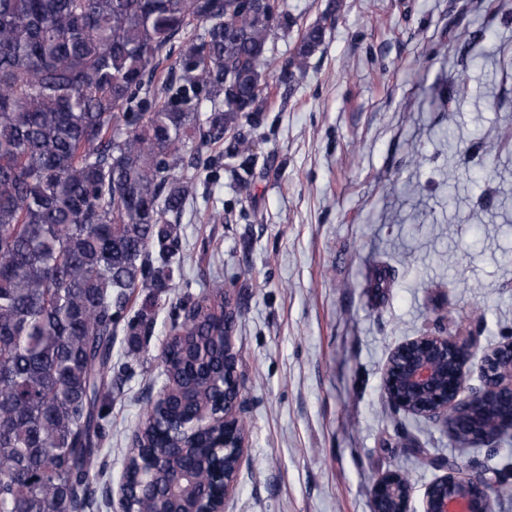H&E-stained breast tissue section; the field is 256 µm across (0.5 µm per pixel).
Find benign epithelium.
<instances>
[{
  "mask_svg": "<svg viewBox=\"0 0 512 512\" xmlns=\"http://www.w3.org/2000/svg\"><path fill=\"white\" fill-rule=\"evenodd\" d=\"M232 328L224 336V394L230 396L222 412L224 434L210 445L216 463L229 456L240 469L245 435L239 430L237 409L241 403L238 354L231 341ZM477 341L472 336L450 334L441 329L426 332L399 344L383 371L382 399L394 411L443 423L450 435L460 427L481 446H493L512 436V339L482 352L478 372L481 386L468 384V364L475 356ZM480 401L507 402L505 417L481 415ZM445 474L430 483L423 494L421 512H495V491L499 481L484 474L465 473L459 466L435 465ZM237 475L221 476L220 490L203 494L198 512H224V502L235 489ZM125 479L112 490V508L130 497ZM410 483L398 471L379 476L371 487L373 512H409Z\"/></svg>",
  "mask_w": 512,
  "mask_h": 512,
  "instance_id": "obj_1",
  "label": "benign epithelium"
}]
</instances>
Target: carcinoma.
<instances>
[{
	"label": "carcinoma",
	"mask_w": 512,
	"mask_h": 512,
	"mask_svg": "<svg viewBox=\"0 0 512 512\" xmlns=\"http://www.w3.org/2000/svg\"><path fill=\"white\" fill-rule=\"evenodd\" d=\"M283 0H0V512H85L104 467L115 330L140 288L168 287L179 215L202 149L261 111ZM332 9L280 67L291 81ZM483 34L463 27L462 50ZM182 43L160 80L163 52ZM148 97L136 112L133 102ZM210 113L201 117L203 101ZM163 404L139 421L126 474L166 459L134 512H193L209 449L185 468L175 430L216 411L224 284L171 327Z\"/></svg>",
	"instance_id": "1"
}]
</instances>
